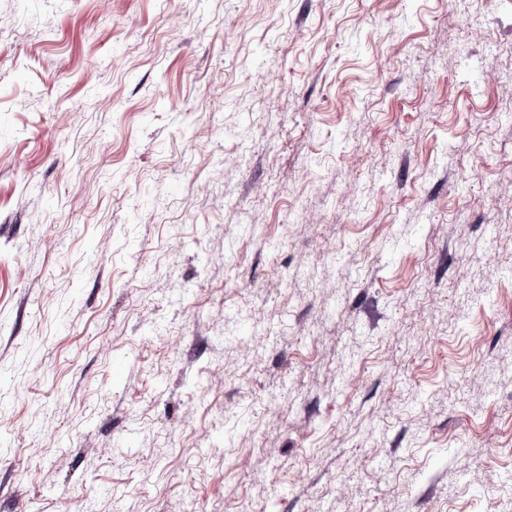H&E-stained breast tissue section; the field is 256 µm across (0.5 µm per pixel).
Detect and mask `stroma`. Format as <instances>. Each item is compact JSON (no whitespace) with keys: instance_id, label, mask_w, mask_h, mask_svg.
<instances>
[{"instance_id":"35a3bbf8","label":"stroma","mask_w":512,"mask_h":512,"mask_svg":"<svg viewBox=\"0 0 512 512\" xmlns=\"http://www.w3.org/2000/svg\"><path fill=\"white\" fill-rule=\"evenodd\" d=\"M72 503L512 512V0H0V512Z\"/></svg>"}]
</instances>
